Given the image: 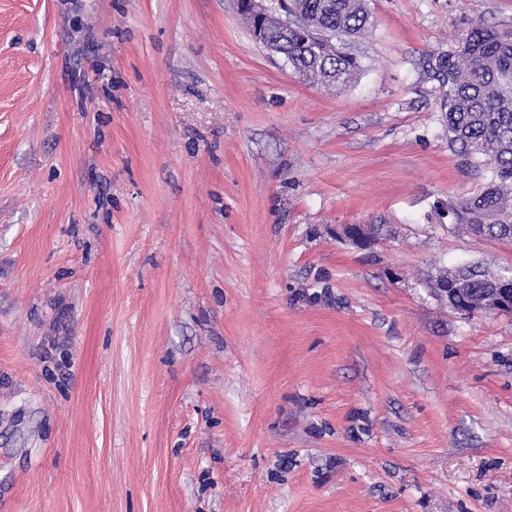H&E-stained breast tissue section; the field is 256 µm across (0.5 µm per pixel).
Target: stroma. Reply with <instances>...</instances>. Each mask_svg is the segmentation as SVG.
<instances>
[{
  "label": "stroma",
  "mask_w": 512,
  "mask_h": 512,
  "mask_svg": "<svg viewBox=\"0 0 512 512\" xmlns=\"http://www.w3.org/2000/svg\"><path fill=\"white\" fill-rule=\"evenodd\" d=\"M344 91L234 0H0V512H512V242L430 55L512 0H367ZM333 224H374L359 249ZM453 275L455 276V279L461 283V288H465L464 295L467 299L478 298L485 293L488 288L493 289L491 293L480 303L482 310L488 309L501 311V308L506 306L505 301L510 296L512 298V276L500 277L497 288H495L498 276L491 275L485 270L481 271L478 266H470L462 270H458L454 274L442 276L437 283L438 287L442 291H445V288L441 287L447 281L448 288H456L448 279L449 276Z\"/></svg>",
  "instance_id": "stroma-1"
}]
</instances>
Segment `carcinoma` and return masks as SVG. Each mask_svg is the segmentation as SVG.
Returning <instances> with one entry per match:
<instances>
[{
    "mask_svg": "<svg viewBox=\"0 0 512 512\" xmlns=\"http://www.w3.org/2000/svg\"><path fill=\"white\" fill-rule=\"evenodd\" d=\"M301 17L287 30L274 16L250 22L253 36L276 46L295 73L324 87L347 85L360 70L352 39L369 20L366 0H284ZM432 78L446 87L440 106L448 139L486 181L444 210L472 234L512 242V30L478 23L457 47L428 58ZM467 299L495 287L497 276L470 266L454 273Z\"/></svg>",
    "mask_w": 512,
    "mask_h": 512,
    "instance_id": "1",
    "label": "carcinoma"
}]
</instances>
